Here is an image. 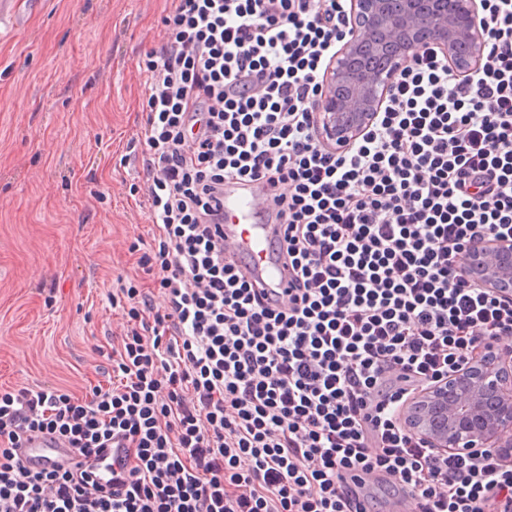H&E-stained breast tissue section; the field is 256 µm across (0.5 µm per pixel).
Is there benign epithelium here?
Returning <instances> with one entry per match:
<instances>
[{"mask_svg":"<svg viewBox=\"0 0 512 512\" xmlns=\"http://www.w3.org/2000/svg\"><path fill=\"white\" fill-rule=\"evenodd\" d=\"M351 12L353 29L328 64L317 107L325 133L338 144L373 122L415 49L441 50L462 74L478 68L484 42L476 0H351ZM467 269L505 284L512 279V247L490 253L476 243ZM402 419L442 453L512 449V350L491 346L488 356L423 392Z\"/></svg>","mask_w":512,"mask_h":512,"instance_id":"benign-epithelium-1","label":"benign epithelium"}]
</instances>
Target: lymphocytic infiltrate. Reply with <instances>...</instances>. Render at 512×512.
Segmentation results:
<instances>
[{
    "label": "lymphocytic infiltrate",
    "mask_w": 512,
    "mask_h": 512,
    "mask_svg": "<svg viewBox=\"0 0 512 512\" xmlns=\"http://www.w3.org/2000/svg\"><path fill=\"white\" fill-rule=\"evenodd\" d=\"M478 21L474 74L415 50L333 146L316 107L347 0H171L170 43L142 60L154 289L112 296L109 386L0 389V512H372L384 482L413 512H512V460L439 453L400 418L482 340L512 343V290L465 265L512 242V0ZM258 179L279 190L283 304L224 257L220 200ZM36 433L79 472L27 468Z\"/></svg>",
    "instance_id": "f902f5d3"
}]
</instances>
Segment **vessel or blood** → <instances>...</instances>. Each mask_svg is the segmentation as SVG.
<instances>
[{
    "label": "vessel or blood",
    "mask_w": 512,
    "mask_h": 512,
    "mask_svg": "<svg viewBox=\"0 0 512 512\" xmlns=\"http://www.w3.org/2000/svg\"><path fill=\"white\" fill-rule=\"evenodd\" d=\"M274 187L258 180L230 190L224 194V253L228 256L249 255L250 275L258 287L271 290L279 301H286L288 266L277 254L283 240L281 225L258 224L253 220L256 212L272 211ZM22 456L26 466L39 470L51 462H76L77 457L68 443L61 439L33 434L22 443Z\"/></svg>",
    "instance_id": "b4317fda"
}]
</instances>
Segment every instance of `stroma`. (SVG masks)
Segmentation results:
<instances>
[{
	"label": "stroma",
	"instance_id": "obj_1",
	"mask_svg": "<svg viewBox=\"0 0 512 512\" xmlns=\"http://www.w3.org/2000/svg\"><path fill=\"white\" fill-rule=\"evenodd\" d=\"M167 0H17L0 21V388L106 385L109 297L152 239L141 60Z\"/></svg>",
	"mask_w": 512,
	"mask_h": 512
}]
</instances>
